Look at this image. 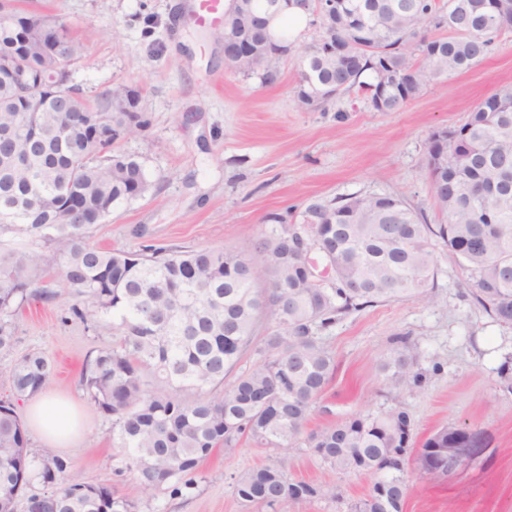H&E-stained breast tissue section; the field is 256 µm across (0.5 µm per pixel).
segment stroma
I'll list each match as a JSON object with an SVG mask.
<instances>
[{
  "mask_svg": "<svg viewBox=\"0 0 512 512\" xmlns=\"http://www.w3.org/2000/svg\"><path fill=\"white\" fill-rule=\"evenodd\" d=\"M182 0H33L71 23L86 56L72 82L90 96L118 85L138 91L149 120L139 135L118 144L140 157L151 191L115 207L88 231L91 244L109 249L145 246L247 252L268 232V213L299 224L313 199L396 193L421 210L429 224L444 218L432 206L425 160L437 128L460 125L474 107L512 84V34L499 38L473 69L425 87L398 112H375L358 92L316 108L293 97L295 61L278 60L276 83L259 74L224 72V34L175 26ZM437 277L430 298L384 302L352 312L326 333L336 371L315 404L310 426L351 415L407 412L416 443L443 426L483 431L487 446L463 469L447 475L413 473L405 512H512V393L499 387V367L512 357V327L477 307L468 275L433 239ZM47 282L56 299L35 301L12 318L16 342L0 351V372L30 350L45 352L56 370L47 388L72 397L83 433L57 447L66 478L109 483L132 492L133 472L112 439V419L99 412L81 386L87 358L110 346L112 332L67 317L84 298L63 287L58 261ZM418 345L426 379L416 392L394 396L382 363L393 340ZM276 451L240 440L217 449L202 464L189 496L141 495L140 512H268L245 506L233 492L240 474L273 463ZM295 480L332 485L335 498L298 503L292 512H349L367 493V475L342 476L310 449L288 451Z\"/></svg>",
  "mask_w": 512,
  "mask_h": 512,
  "instance_id": "35a3bbf8",
  "label": "stroma"
}]
</instances>
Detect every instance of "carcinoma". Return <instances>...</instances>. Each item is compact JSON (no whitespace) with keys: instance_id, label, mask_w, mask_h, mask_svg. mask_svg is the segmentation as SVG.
I'll list each match as a JSON object with an SVG mask.
<instances>
[{"instance_id":"cac0c4a2","label":"carcinoma","mask_w":512,"mask_h":512,"mask_svg":"<svg viewBox=\"0 0 512 512\" xmlns=\"http://www.w3.org/2000/svg\"><path fill=\"white\" fill-rule=\"evenodd\" d=\"M336 15H316L326 37L298 45L288 38V0H252L255 18L234 9L227 31L265 43L267 53L224 59L228 74L262 72L278 78L279 48L294 54L301 107L325 104L354 89L375 112H397L431 83L481 63L496 39L512 33V0H338ZM28 0H0V56L11 49L48 50L29 36L61 28L66 39L56 75H71L84 60L83 42L58 15L27 8ZM107 113L111 137L93 141L90 123ZM79 116L54 111L52 100L20 102L0 69V235L37 236L61 260L59 274L96 312L119 320L112 345L86 362L81 384L98 410L112 418V434L126 451L137 488L175 499L191 493L200 464L242 437L282 452L274 463L235 480L246 505L290 512L296 503L336 497V487L288 476V449L299 444L339 474H367L387 487L368 491L351 512H403L408 466L422 474L432 448L460 444L444 426L414 448L402 410L356 415L308 430L312 405L332 377L336 360L324 340L336 322L377 303L428 298L436 268L431 236L468 272L475 303L495 321L512 325V87L481 101L459 126L428 138L426 166L433 206L447 223L432 228L394 194L310 201L302 223L307 239L279 214L280 228L256 240L249 253L224 248L112 250L86 239L87 220L151 190L143 163L115 149L148 120L138 97L116 86ZM316 249L331 267L326 286L311 273ZM43 255L0 254V349L15 342L11 318L26 303L50 300ZM255 364L224 387L246 353ZM418 346L394 339L383 365L396 395L422 387ZM54 373L42 351L25 353L3 377L13 399L41 392ZM66 462L46 447L30 450L12 399L0 400V512H16L26 488L51 491L27 498L36 512H139L138 500L109 484L66 482Z\"/></svg>"}]
</instances>
